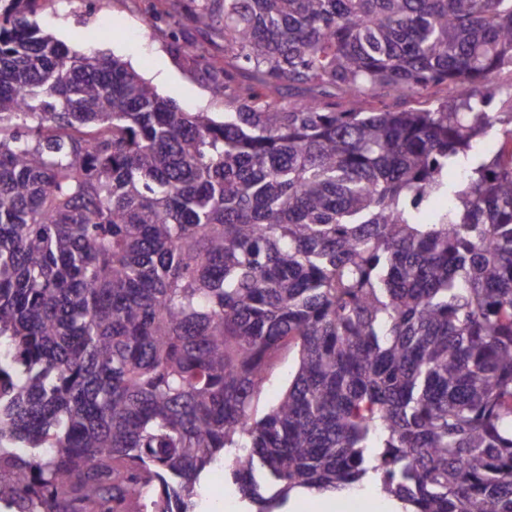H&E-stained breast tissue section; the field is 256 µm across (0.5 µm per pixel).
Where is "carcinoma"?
Returning a JSON list of instances; mask_svg holds the SVG:
<instances>
[{"label": "carcinoma", "instance_id": "cac0c4a2", "mask_svg": "<svg viewBox=\"0 0 512 512\" xmlns=\"http://www.w3.org/2000/svg\"><path fill=\"white\" fill-rule=\"evenodd\" d=\"M0 11V501L255 512L374 472L405 512H512V115L279 107L217 121ZM266 77L402 95L512 72V0H206ZM459 171L450 183L445 174ZM448 207L425 213L432 197ZM297 370L260 417L274 361ZM197 496V512H218L222 510L224 499L231 498L234 507L233 511L243 512L245 510H254L246 502H242L239 495L235 492L234 486L225 478L224 481V465L217 470L211 468L199 490Z\"/></svg>", "mask_w": 512, "mask_h": 512}]
</instances>
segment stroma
Wrapping results in <instances>:
<instances>
[{
	"label": "stroma",
	"mask_w": 512,
	"mask_h": 512,
	"mask_svg": "<svg viewBox=\"0 0 512 512\" xmlns=\"http://www.w3.org/2000/svg\"><path fill=\"white\" fill-rule=\"evenodd\" d=\"M200 0H35L30 20L71 51L116 56L128 62L158 93L188 112H208L216 119L241 109L254 94L283 105L315 99L350 107L352 96L333 87L311 84H260L252 65L225 53L218 31L201 25ZM207 64L194 63V52ZM233 78L223 95L212 83L222 70ZM235 512L248 505L225 481L223 470L210 469L196 498L197 512H219L225 499Z\"/></svg>",
	"instance_id": "obj_1"
}]
</instances>
